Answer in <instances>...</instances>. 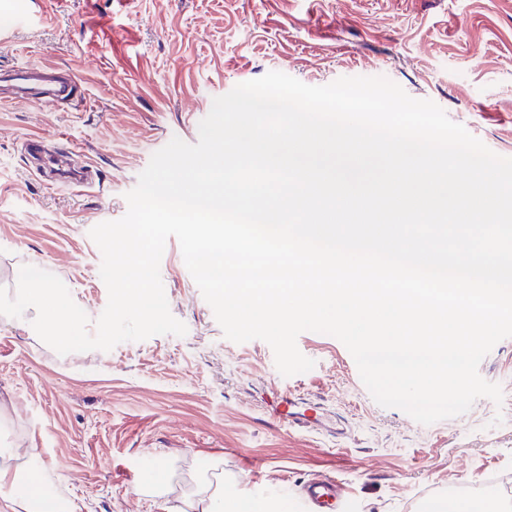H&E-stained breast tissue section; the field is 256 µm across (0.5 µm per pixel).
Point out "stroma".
I'll list each match as a JSON object with an SVG mask.
<instances>
[{
	"instance_id": "stroma-1",
	"label": "stroma",
	"mask_w": 512,
	"mask_h": 512,
	"mask_svg": "<svg viewBox=\"0 0 512 512\" xmlns=\"http://www.w3.org/2000/svg\"><path fill=\"white\" fill-rule=\"evenodd\" d=\"M29 63L81 88L59 107L0 104V287L15 293L20 268L35 266L92 321L108 291L90 230L126 214L154 152L197 143L214 98L267 72L312 86L387 77L512 158V0H0V69ZM29 139L70 141L96 164L95 183L41 178ZM160 276L185 336L62 356L0 315V446L21 449L15 467L47 494L80 512H161L206 478L296 512L318 478L349 494L348 512H422L486 490L512 504V337L479 366L502 404L481 397L425 426L378 405L333 336L301 333L315 366L290 377L265 341L228 340L176 238ZM285 389L320 426L280 419ZM160 466L168 481L151 485Z\"/></svg>"
}]
</instances>
